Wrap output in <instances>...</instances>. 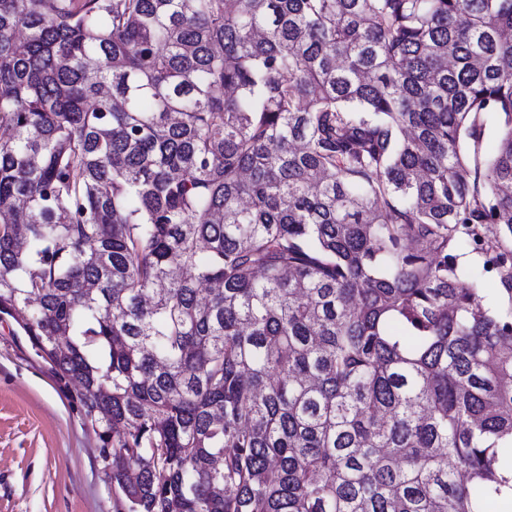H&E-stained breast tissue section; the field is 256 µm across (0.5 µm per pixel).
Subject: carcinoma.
Segmentation results:
<instances>
[{"mask_svg":"<svg viewBox=\"0 0 512 512\" xmlns=\"http://www.w3.org/2000/svg\"><path fill=\"white\" fill-rule=\"evenodd\" d=\"M511 31L512 0H0V315L78 386L114 512L512 495Z\"/></svg>","mask_w":512,"mask_h":512,"instance_id":"carcinoma-1","label":"carcinoma"}]
</instances>
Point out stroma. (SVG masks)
Wrapping results in <instances>:
<instances>
[{"mask_svg": "<svg viewBox=\"0 0 512 512\" xmlns=\"http://www.w3.org/2000/svg\"><path fill=\"white\" fill-rule=\"evenodd\" d=\"M99 448L50 365L0 318V512H114Z\"/></svg>", "mask_w": 512, "mask_h": 512, "instance_id": "35a3bbf8", "label": "stroma"}]
</instances>
